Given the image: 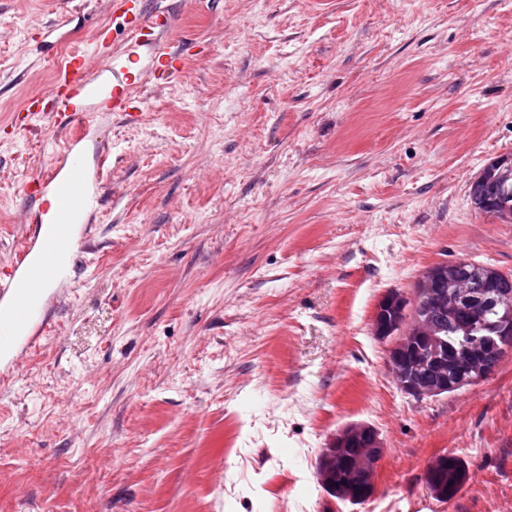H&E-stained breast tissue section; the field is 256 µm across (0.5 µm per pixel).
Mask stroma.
<instances>
[{"mask_svg":"<svg viewBox=\"0 0 512 512\" xmlns=\"http://www.w3.org/2000/svg\"><path fill=\"white\" fill-rule=\"evenodd\" d=\"M165 2L181 70L91 121L96 246L0 364V512H512V352L418 400L372 331L435 264L512 273L469 191L512 154V0ZM95 28L125 36L103 0H0V267L63 139L11 116L73 52L98 65ZM351 423L383 446L359 504L317 473ZM442 454L468 470L445 502ZM388 294V293H387ZM385 294L381 300L379 301L378 305H377V308H376V311H375V314H374V318H373V322L375 323V326H374V329H376L377 325H376V318H377V315H378V318H377V323H378V329H385V328H389V327H392L397 320H399L401 318V306H400V303H401V298H399L400 295H403L401 292L399 291H394V295L396 297V302L391 304L388 303L387 306L385 307H382L381 308V311H380V307L379 305L381 304L382 301H384L385 299V296L387 295ZM446 456H439L429 466L426 476L428 490L440 501L454 498L468 479L466 462L456 455ZM449 482H453V486H449Z\"/></svg>","mask_w":512,"mask_h":512,"instance_id":"1","label":"stroma"}]
</instances>
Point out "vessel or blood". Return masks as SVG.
Here are the masks:
<instances>
[{
  "instance_id": "vessel-or-blood-1",
  "label": "vessel or blood",
  "mask_w": 512,
  "mask_h": 512,
  "mask_svg": "<svg viewBox=\"0 0 512 512\" xmlns=\"http://www.w3.org/2000/svg\"><path fill=\"white\" fill-rule=\"evenodd\" d=\"M113 10L123 11L127 36L122 43L108 41L93 30L92 45L100 64L90 68L83 54H72L57 71L49 94H28L14 120L41 117L65 137L54 151L47 173L32 176L25 186L27 199L52 198L54 229L42 238L24 241L7 269L0 271V329L24 326L30 342L45 335L48 324L37 318L29 299L46 285L62 280L61 254L70 251V226L89 223L103 203L105 190L85 192L89 176L78 151L84 124L73 109L82 103L94 115L119 113L134 119V85L151 78L171 79L182 52L167 38L174 17L164 0H112Z\"/></svg>"
}]
</instances>
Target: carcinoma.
Listing matches in <instances>:
<instances>
[{"mask_svg": "<svg viewBox=\"0 0 512 512\" xmlns=\"http://www.w3.org/2000/svg\"><path fill=\"white\" fill-rule=\"evenodd\" d=\"M471 197L478 209L491 213L505 224H512V157H502L486 165L479 176L471 183ZM460 274L474 280L488 277L494 280L496 288L484 289L483 295L490 299L482 310L483 320L498 327L509 324L508 310L491 301L495 289H503L512 294V274H503L491 268L469 263ZM441 279L425 274L417 288L414 297L418 302L417 315L428 318L436 326V335L452 343L460 335L465 323L458 315H452L439 307L438 301L443 291ZM396 302L381 308L377 318L378 328L385 329L393 326L401 318V292H394ZM360 448H325L319 458L317 470L326 483L324 489L329 495L337 496L336 488L346 483H361L355 470V460ZM468 479L467 464L456 455H449L431 464L427 471L426 483L430 493L440 501L454 498Z\"/></svg>", "mask_w": 512, "mask_h": 512, "instance_id": "cac0c4a2", "label": "carcinoma"}]
</instances>
